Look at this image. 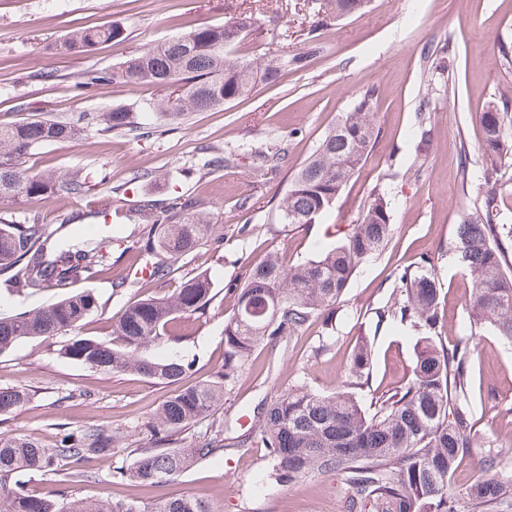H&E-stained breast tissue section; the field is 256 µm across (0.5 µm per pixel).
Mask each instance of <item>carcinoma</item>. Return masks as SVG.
I'll return each mask as SVG.
<instances>
[{"mask_svg": "<svg viewBox=\"0 0 512 512\" xmlns=\"http://www.w3.org/2000/svg\"><path fill=\"white\" fill-rule=\"evenodd\" d=\"M371 0H319L316 26L362 15ZM125 38L117 22L77 26L59 37L57 54H80L101 43ZM245 39L258 41L265 52L257 58L235 55ZM315 37L299 51L288 50V30L272 43L253 13L238 9L222 24H207L162 43L145 47L110 70H90L75 88L86 93L107 83L145 84L169 91L154 110L171 121L188 112H204L250 95L261 84L273 85L307 67L319 53ZM366 94L342 113L325 132L310 158L292 176L277 207L278 223L288 227L314 224L336 203L342 191L372 155L378 130ZM512 98L503 94L479 117L481 183L473 210L457 228V263L470 280L467 310L470 335L451 344L441 340L440 282L434 260L421 257L414 266L396 268L397 289L375 312L376 326L398 323L417 334L408 380L390 395L376 398L367 411L354 390L367 383L371 345L354 347L349 375L324 395L297 384L276 394L258 417L259 443L268 449V477L293 483L316 471H334L345 480L342 512H459L460 499L471 512H495L512 496V473L500 471L498 456L482 461L483 477L459 490L452 487L460 462L477 444L468 402L471 366L479 351L476 329L490 327L512 343V265L507 244L512 224L501 221L499 172L512 162ZM25 116H0V203L89 190L86 179H60L35 173L27 159L35 148L78 140L84 126L56 120L29 102ZM427 116H422L418 154L405 175L420 178L430 144ZM93 123L102 132L135 131L133 113L125 108L97 112ZM285 153L256 155L250 168L265 178L280 171ZM150 232L139 246L141 264L150 279L166 281L173 265L193 254L203 258L223 242L222 227L200 214L192 202L176 198L160 208L150 205ZM393 233L391 203L373 188L355 224L336 246L314 259L290 263L269 252L250 264L243 282L228 288L232 314L224 322V368L207 381L186 383L193 364L160 357L154 348L173 323L206 314L213 284L207 270L181 280L161 293L139 294L112 324V340L81 336L77 329L98 309L89 289L74 290L98 275L112 273V251L100 243L61 245L43 224H0V273L16 293L55 289L60 298L34 311L0 316V353L18 342L70 333L66 359L101 371L127 372L171 384L175 389L136 429L146 440L129 465L113 467L116 484L154 489L190 470L199 459L224 450L228 426L218 416L224 394L247 370L255 351L295 336L316 322L333 330L336 305L355 272L385 250ZM251 309L248 315L245 309ZM30 400L24 390L0 388V416L11 415ZM209 419L204 435L194 429ZM119 436L96 424L77 432L62 431L52 445L19 435L0 438V509L3 512H211L202 499L185 495L161 497L151 504L134 499L85 501L61 494L45 499L24 489L30 472L63 474L66 481L90 477L84 464L110 456Z\"/></svg>", "mask_w": 512, "mask_h": 512, "instance_id": "obj_1", "label": "carcinoma"}]
</instances>
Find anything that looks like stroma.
Wrapping results in <instances>:
<instances>
[{"mask_svg":"<svg viewBox=\"0 0 512 512\" xmlns=\"http://www.w3.org/2000/svg\"><path fill=\"white\" fill-rule=\"evenodd\" d=\"M231 0H0V115L16 114L37 102L60 120L78 119L121 105L132 110L150 137L88 128L82 139L36 148L28 165L61 177L81 175L93 183L83 196L0 205V224L46 225L61 241L111 246L122 266L136 262L132 244L146 231L141 207L164 205L176 197L192 199L198 211L224 226V241L207 267L214 297L206 317L172 329L162 351L195 364L205 379L224 365V322L232 311L226 293L245 268L268 251L297 261L335 246L327 225L356 223L368 191L380 186L392 202L394 231L382 256L354 275L336 312V326L323 333L313 325L299 336H285L275 347L257 350L253 365L224 398L230 427L224 450L206 458L164 486L163 494L206 501L212 512H341L346 487L333 471L285 484L266 475V448L256 436L255 406L264 398L307 384L322 393L335 391L349 371L360 338H369L373 357L368 385L357 389L370 403L402 383L414 358L417 335L392 325L376 328L374 311L394 288L395 267L426 255L436 261L444 295L446 340L462 336L470 281L452 261L457 227L470 212L478 171V121L489 102L512 90V62L498 47L512 44V0H372L367 13L320 28L322 50L301 71L281 83L259 86L252 95L207 111L192 112L170 124L148 109L163 93L152 86L104 84L85 94L74 85L89 70H108L132 51L179 35L193 25L220 24ZM119 22L126 38L74 56L50 53L48 45L76 24ZM448 48V78H427L426 56ZM51 72L48 81L40 72ZM380 130L374 154L347 185L333 209L318 223L283 228L277 206L290 177L316 148L338 116L367 91ZM430 101L433 146L419 179L404 177L416 155L418 106ZM287 148L278 174L257 179L250 172L252 151ZM234 151L236 166L216 168L213 157ZM113 219L104 221L103 206ZM99 310L80 332L111 338L112 320L134 296L115 291L110 281H90ZM63 337L28 339L0 353V387L27 389L28 404L0 417V437L31 435L50 445L59 429L78 431L93 422L123 431L114 457L93 458L91 479L65 485L62 476L30 473L33 495L56 498L69 492L95 499L113 493L135 496V489L112 486V468L132 462L144 444L135 431L165 398L169 386L134 374L100 372L62 357ZM474 394L469 402L479 446L455 474L456 486L481 472V457L500 456L512 470V344L481 328L473 363ZM245 444H235V437Z\"/></svg>","mask_w":512,"mask_h":512,"instance_id":"35a3bbf8","label":"stroma"}]
</instances>
